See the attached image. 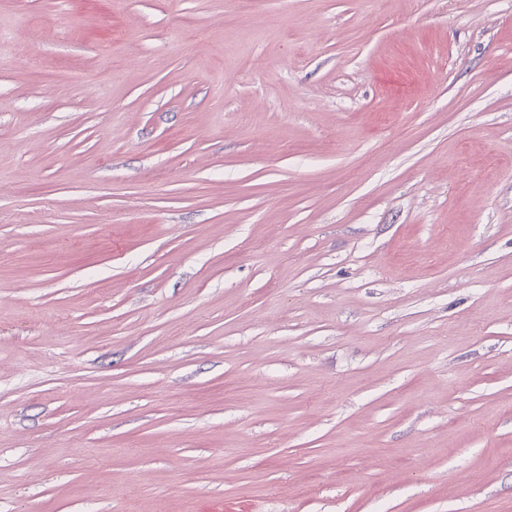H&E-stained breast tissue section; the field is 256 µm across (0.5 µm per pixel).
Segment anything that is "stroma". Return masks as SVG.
I'll return each mask as SVG.
<instances>
[{
    "instance_id": "stroma-1",
    "label": "stroma",
    "mask_w": 512,
    "mask_h": 512,
    "mask_svg": "<svg viewBox=\"0 0 512 512\" xmlns=\"http://www.w3.org/2000/svg\"><path fill=\"white\" fill-rule=\"evenodd\" d=\"M0 512H512V0H0Z\"/></svg>"
}]
</instances>
